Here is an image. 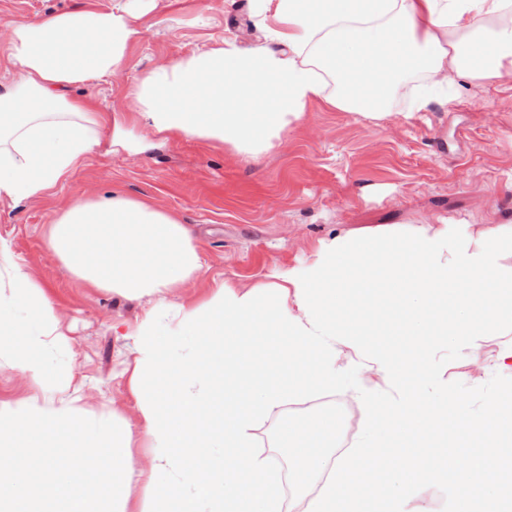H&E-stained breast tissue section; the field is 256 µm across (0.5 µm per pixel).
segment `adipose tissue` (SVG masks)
I'll return each instance as SVG.
<instances>
[{
    "label": "adipose tissue",
    "instance_id": "adipose-tissue-1",
    "mask_svg": "<svg viewBox=\"0 0 512 512\" xmlns=\"http://www.w3.org/2000/svg\"><path fill=\"white\" fill-rule=\"evenodd\" d=\"M264 31L263 44L242 48L231 38L145 71L127 93L128 110L154 135L224 143L244 160L274 147L308 103L382 122L387 101L409 69L426 83L414 104L438 100L442 83L512 79V0H249ZM158 0H114L111 8L57 12L39 21L6 20L11 85L0 88V201L40 198L89 155H117L133 143L125 117L70 96L71 88L104 79L127 61ZM485 56L473 65L471 51ZM503 225L483 224L458 238L444 224H419L408 235L385 227L322 244L303 270L273 272L279 303L260 299L258 286L226 284L205 305L173 306L170 292L186 287L202 264L191 230L172 214L120 193L75 197L51 225L49 248L81 280L129 298H154L133 329L136 352L131 383L138 420L87 415L77 400L56 404L44 387L48 348L68 344L39 285L14 268L9 295L0 294V341L13 366L36 389L24 406L0 407V496L11 512H89L105 501L108 512H128L127 489L141 485L144 512H279L275 478L252 454V430L291 396L339 383L336 344L365 342L360 314L390 291L408 293L415 309L401 347L377 346L367 359L387 384L416 378L417 391L381 407L367 382L358 393L368 418L369 445L409 441L414 454L389 472L388 494L408 502L423 470L444 473L457 459L456 437L479 446L461 482L478 512H504L505 490L484 483L512 447V413L490 401L486 416L431 406L424 388L434 352L453 341L469 348L512 319V259L500 246ZM178 319L187 347L163 341ZM71 434L59 450V431ZM335 422L311 419L299 472L327 471L307 512H362L373 484L346 465L329 467ZM142 435L153 450L148 465L134 464L130 448ZM442 447L441 455L430 452ZM50 448L39 470L27 451ZM105 448L106 462L82 468L83 449Z\"/></svg>",
    "mask_w": 512,
    "mask_h": 512
}]
</instances>
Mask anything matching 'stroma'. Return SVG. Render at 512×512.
I'll list each match as a JSON object with an SVG mask.
<instances>
[{
    "label": "stroma",
    "mask_w": 512,
    "mask_h": 512,
    "mask_svg": "<svg viewBox=\"0 0 512 512\" xmlns=\"http://www.w3.org/2000/svg\"><path fill=\"white\" fill-rule=\"evenodd\" d=\"M113 0H0V19L41 20ZM233 38L242 47L260 42L248 0H159L150 27L128 50L126 68L103 82L73 88L122 113L127 90L141 72L173 57ZM424 80L408 74L391 104L389 120L373 123L315 102L305 119L255 160L232 156L223 144L198 139L159 143L146 152L90 155L44 197L0 203V240L10 248L0 273L18 265L52 302L69 346L50 350L47 383L60 370L73 372L72 387L89 413L117 414L136 422V400L124 370L133 366L131 330L150 308L149 298L131 299L78 280L47 246L50 225L73 196L102 198L120 191L176 214L195 239L202 270L171 303L208 300L224 282L266 285L276 268L301 269L323 241L380 226L403 229L444 224L461 234L466 225L501 224L512 244V89L486 82L447 88L445 104H433L405 119ZM121 324L122 335L112 327ZM483 363L456 344L434 353L430 403L457 404L481 417L489 401L512 403V325L478 337ZM354 348L341 345L336 388L288 399L254 431V452L280 474L286 455L279 443L284 420L304 424L319 409L338 412L345 446L367 441L358 401L359 380L379 387L384 402L417 387L412 377L379 385L373 369L352 367ZM34 393L30 381L0 352V404L17 406ZM467 499L453 475L426 476L414 488L413 512H457Z\"/></svg>",
    "instance_id": "obj_1"
}]
</instances>
